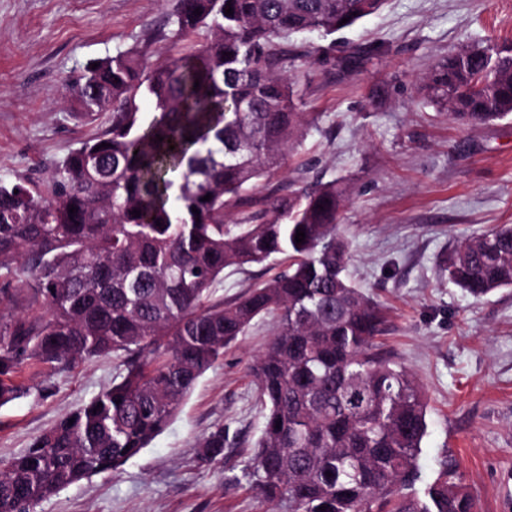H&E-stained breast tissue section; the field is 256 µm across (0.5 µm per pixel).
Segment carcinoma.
Instances as JSON below:
<instances>
[{
  "label": "carcinoma",
  "mask_w": 512,
  "mask_h": 512,
  "mask_svg": "<svg viewBox=\"0 0 512 512\" xmlns=\"http://www.w3.org/2000/svg\"><path fill=\"white\" fill-rule=\"evenodd\" d=\"M386 4L173 0L167 22L191 41L187 52L150 63L132 47L67 87L85 112L112 120L44 180L0 183V406L24 393L16 377L28 362L111 354L121 372L0 468V512H30L139 455L266 315L277 329L250 366L264 406L250 478L274 512H475L445 463L414 492L427 403L413 375L378 352L383 309L346 275L348 185L293 180L242 209L317 125L286 69L315 63L320 49L293 52L290 39L333 35ZM420 91L463 126L512 119V43L458 47L427 68ZM271 261L281 265L271 279L211 301L224 269ZM442 271L475 298L512 288V225L464 238ZM198 448L202 462L223 460L224 426Z\"/></svg>",
  "instance_id": "obj_1"
}]
</instances>
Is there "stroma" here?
I'll return each mask as SVG.
<instances>
[{
	"instance_id": "1",
	"label": "stroma",
	"mask_w": 512,
	"mask_h": 512,
	"mask_svg": "<svg viewBox=\"0 0 512 512\" xmlns=\"http://www.w3.org/2000/svg\"><path fill=\"white\" fill-rule=\"evenodd\" d=\"M167 0H0V182L48 175L105 129L65 87L88 62L138 47L148 61L181 43ZM512 41V0H388L354 27L294 36L318 61L289 70L299 109L319 117L292 166L345 180L348 274L385 310L379 349L413 373L428 404L422 483L457 468L477 512H512V289L474 298L439 274L474 231L512 225V120L471 129L417 93L422 73L464 44ZM360 58L354 69L336 56ZM278 263L225 270L227 301L271 279ZM274 322L256 320L197 381L167 429L117 471L40 500L33 512H270L249 488L263 408L251 360ZM118 359L28 365L26 394L0 406V465L63 415L110 387ZM223 427L224 459L199 460L197 440Z\"/></svg>"
}]
</instances>
